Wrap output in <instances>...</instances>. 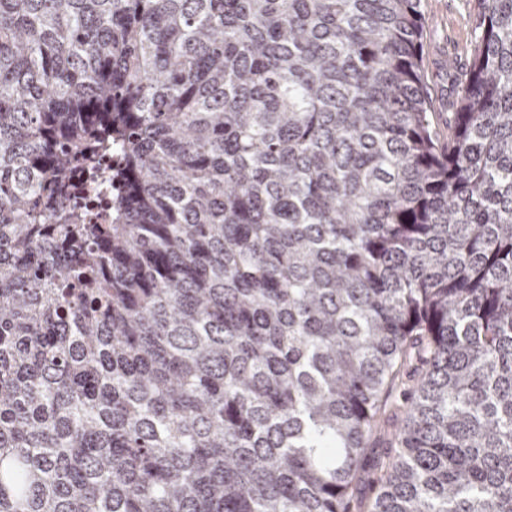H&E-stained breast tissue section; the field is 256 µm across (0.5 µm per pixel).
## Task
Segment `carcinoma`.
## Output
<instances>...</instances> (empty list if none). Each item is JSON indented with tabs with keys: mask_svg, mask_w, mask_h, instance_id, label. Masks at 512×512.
Listing matches in <instances>:
<instances>
[{
	"mask_svg": "<svg viewBox=\"0 0 512 512\" xmlns=\"http://www.w3.org/2000/svg\"><path fill=\"white\" fill-rule=\"evenodd\" d=\"M0 0V512H512V0ZM427 23L424 34V77L431 90L435 125L448 138V58L459 70L471 58L474 0H423Z\"/></svg>",
	"mask_w": 512,
	"mask_h": 512,
	"instance_id": "carcinoma-1",
	"label": "carcinoma"
}]
</instances>
